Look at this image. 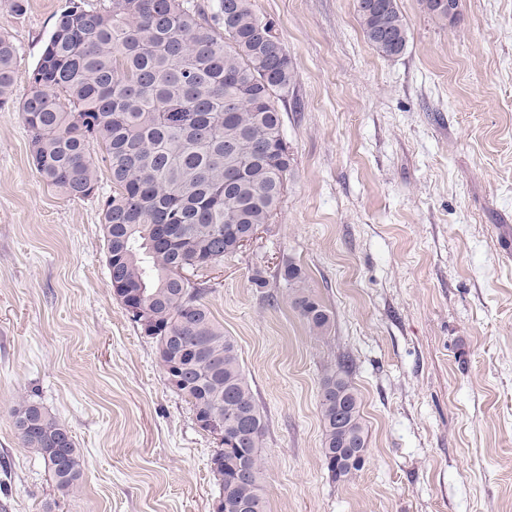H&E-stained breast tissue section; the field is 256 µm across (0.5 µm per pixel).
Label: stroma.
<instances>
[{
  "label": "stroma",
  "mask_w": 512,
  "mask_h": 512,
  "mask_svg": "<svg viewBox=\"0 0 512 512\" xmlns=\"http://www.w3.org/2000/svg\"><path fill=\"white\" fill-rule=\"evenodd\" d=\"M288 52L292 155L270 224L208 273L264 415L268 512H512V0H461L454 23L400 0L388 59L356 0H254ZM67 0H0L17 49L0 103V512H212L215 440L169 388L156 345L113 296L98 193L39 182L19 102ZM329 310L314 338L285 263ZM268 285L252 287L254 270ZM367 434L333 481L319 391L340 354ZM39 402L83 461L60 490L11 417Z\"/></svg>",
  "instance_id": "stroma-1"
}]
</instances>
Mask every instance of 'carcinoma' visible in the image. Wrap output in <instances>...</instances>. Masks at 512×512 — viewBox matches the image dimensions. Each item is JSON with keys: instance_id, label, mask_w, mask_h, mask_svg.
Returning <instances> with one entry per match:
<instances>
[{"instance_id": "cac0c4a2", "label": "carcinoma", "mask_w": 512, "mask_h": 512, "mask_svg": "<svg viewBox=\"0 0 512 512\" xmlns=\"http://www.w3.org/2000/svg\"><path fill=\"white\" fill-rule=\"evenodd\" d=\"M448 24L446 0H419ZM360 25L385 58L400 56L409 32L399 0H362ZM17 51L0 33V100L13 93ZM288 53L252 0H68L36 65L19 112L41 182L71 199L96 194L97 163L112 178L99 200L106 263L115 298L147 307L164 346L159 362L194 416L226 427L211 467L220 512H267L261 448L266 424L240 360L205 303L208 282L181 283L172 269L206 272L241 249L281 202L291 154L278 101L293 83ZM280 276L291 304L316 337L330 314L303 285L300 270ZM353 358L339 356L320 388L323 465L336 481L361 471L366 454ZM23 445L41 456L61 490L81 477L67 428L36 401L11 410ZM64 448L67 463L51 464ZM248 458L249 476L238 459Z\"/></svg>"}]
</instances>
